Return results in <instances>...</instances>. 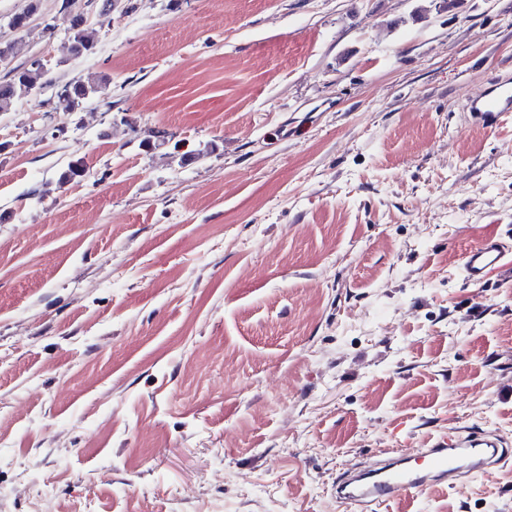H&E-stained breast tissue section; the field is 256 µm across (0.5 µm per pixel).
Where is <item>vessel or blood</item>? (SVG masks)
Instances as JSON below:
<instances>
[{
	"mask_svg": "<svg viewBox=\"0 0 512 512\" xmlns=\"http://www.w3.org/2000/svg\"><path fill=\"white\" fill-rule=\"evenodd\" d=\"M471 109L492 116L512 112V83L492 79L487 93L473 101ZM504 253L502 243L490 238L473 247L464 259L465 281L481 284L499 266ZM509 462L512 448L495 434L455 431L429 447L348 469L337 478L335 494L340 503L357 507L359 512H377L391 501L421 495L437 484L452 488L489 467Z\"/></svg>",
	"mask_w": 512,
	"mask_h": 512,
	"instance_id": "vessel-or-blood-1",
	"label": "vessel or blood"
}]
</instances>
